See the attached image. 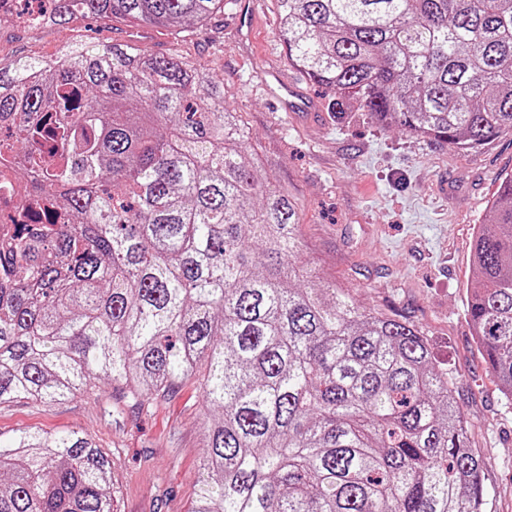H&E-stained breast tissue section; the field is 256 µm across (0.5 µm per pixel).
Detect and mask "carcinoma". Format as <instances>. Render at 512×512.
I'll use <instances>...</instances> for the list:
<instances>
[{
  "label": "carcinoma",
  "instance_id": "carcinoma-1",
  "mask_svg": "<svg viewBox=\"0 0 512 512\" xmlns=\"http://www.w3.org/2000/svg\"><path fill=\"white\" fill-rule=\"evenodd\" d=\"M73 17L204 26L236 0H51ZM288 63L386 128L479 148L512 133V0H277ZM50 144L46 166L33 147ZM59 221L0 242V405L96 379L208 373L192 512H484L455 378L415 326L316 288L298 205L257 174L224 91L182 57L77 41L0 67V154ZM473 242L466 314L512 399V173ZM75 431L0 439V512H114Z\"/></svg>",
  "mask_w": 512,
  "mask_h": 512
}]
</instances>
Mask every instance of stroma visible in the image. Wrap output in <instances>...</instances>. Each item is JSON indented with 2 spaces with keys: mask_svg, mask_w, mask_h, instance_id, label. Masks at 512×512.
Segmentation results:
<instances>
[{
  "mask_svg": "<svg viewBox=\"0 0 512 512\" xmlns=\"http://www.w3.org/2000/svg\"><path fill=\"white\" fill-rule=\"evenodd\" d=\"M258 2L243 45L234 40V8L192 33L119 16L33 26L22 9L16 19L0 18V65L45 60L62 43L86 40L175 51L206 69L249 133L260 178L296 199L303 260L365 310L406 318L425 333L435 363L455 378L469 446L486 462L485 512H512V400L489 373L465 312L473 239L501 177L512 172V133L461 153L382 128L354 108L333 112L331 92L304 75L297 95L313 111H277L255 91L252 73L287 67V50L276 0ZM208 415L196 377L167 394L139 396L99 379L61 404L0 405V437L24 429L88 435L112 460L115 512H192Z\"/></svg>",
  "mask_w": 512,
  "mask_h": 512,
  "instance_id": "1",
  "label": "stroma"
}]
</instances>
